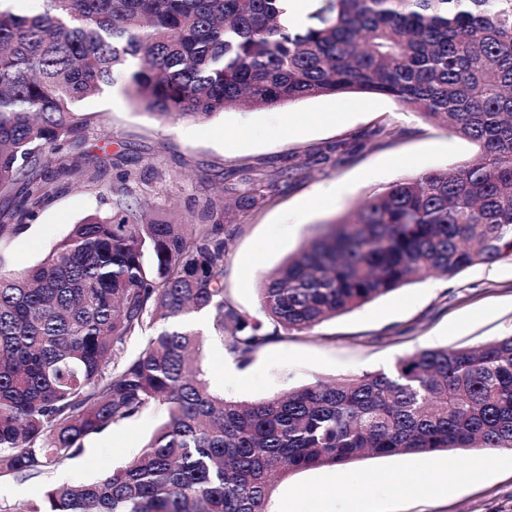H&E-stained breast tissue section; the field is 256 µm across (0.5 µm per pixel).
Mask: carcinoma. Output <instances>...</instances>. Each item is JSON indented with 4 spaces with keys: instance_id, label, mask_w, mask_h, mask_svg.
<instances>
[{
    "instance_id": "carcinoma-1",
    "label": "carcinoma",
    "mask_w": 512,
    "mask_h": 512,
    "mask_svg": "<svg viewBox=\"0 0 512 512\" xmlns=\"http://www.w3.org/2000/svg\"><path fill=\"white\" fill-rule=\"evenodd\" d=\"M0 0V237L26 228L54 187L98 167L73 159L79 103L123 79L166 119L216 117L343 93L385 95L473 142L453 167L395 181L326 225L267 275L262 316L227 297L226 207L143 223L116 202L38 264L0 273V478H38L107 428L160 408L147 444L103 478L49 484L0 512H270L278 484L367 455L512 451V336L417 350L395 370L316 381L257 403L215 394L202 334L160 321L208 315L237 367L414 278H452L512 256V0ZM248 212L283 175L243 168ZM144 345L128 356L125 344Z\"/></svg>"
}]
</instances>
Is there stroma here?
I'll return each instance as SVG.
<instances>
[{
	"label": "stroma",
	"instance_id": "obj_1",
	"mask_svg": "<svg viewBox=\"0 0 512 512\" xmlns=\"http://www.w3.org/2000/svg\"><path fill=\"white\" fill-rule=\"evenodd\" d=\"M89 120L82 152L120 154L134 178L121 182L115 168L85 176L54 191L21 233L0 238V269L41 261L74 224L113 212L119 199L143 205L144 221L190 224L208 201L240 183L242 166L256 171L288 168L276 197L236 216L242 229L228 246L227 296L258 315V290L266 275L297 253L323 225L357 201L404 177L461 163L477 145L447 129L423 123L391 98L342 94L263 110H229L199 121L157 120L124 94L121 85L83 100ZM391 129L382 137L380 128ZM346 141L348 155H325ZM346 187L339 202L321 201L331 184ZM188 323L203 335L204 369L225 398L257 402L291 388L391 371L419 349L473 348L512 336V261L476 265L455 277L407 283L312 330L292 332L267 345L252 363L232 364L208 317ZM162 417L152 410L111 426L85 444L76 461L50 478H0V503L38 500L48 482L79 484L110 472L139 452ZM273 512H512V451L476 449L371 456L340 468H315L285 477L271 498Z\"/></svg>",
	"mask_w": 512,
	"mask_h": 512
}]
</instances>
